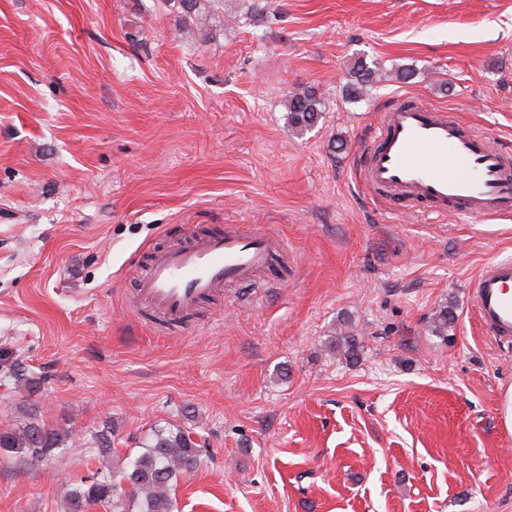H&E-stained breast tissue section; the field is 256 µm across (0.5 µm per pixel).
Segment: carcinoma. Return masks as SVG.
I'll use <instances>...</instances> for the list:
<instances>
[{
	"label": "carcinoma",
	"instance_id": "obj_1",
	"mask_svg": "<svg viewBox=\"0 0 512 512\" xmlns=\"http://www.w3.org/2000/svg\"><path fill=\"white\" fill-rule=\"evenodd\" d=\"M353 82L347 86V95L355 99L371 79L372 70L358 60L351 68ZM322 112V103L309 88L296 89L288 96V122L296 130L308 129L316 124ZM453 316L444 307L434 314L431 332L435 336H448ZM0 369L28 385L31 378L9 352H0ZM71 435L69 431L49 428L33 419L18 429L0 430V455L13 456L35 462L60 461V446ZM202 448L193 441L190 431L158 430L154 432L145 452L130 461L120 475H101L82 480L70 493V512H87L88 508L106 504L112 512H125L128 501H136L140 512H174L175 502L171 490L178 478L194 472L200 464Z\"/></svg>",
	"mask_w": 512,
	"mask_h": 512
}]
</instances>
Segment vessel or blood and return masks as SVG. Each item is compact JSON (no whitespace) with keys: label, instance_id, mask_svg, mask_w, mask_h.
Masks as SVG:
<instances>
[{"label":"vessel or blood","instance_id":"b4317fda","mask_svg":"<svg viewBox=\"0 0 512 512\" xmlns=\"http://www.w3.org/2000/svg\"><path fill=\"white\" fill-rule=\"evenodd\" d=\"M372 140L353 159L355 179L366 189L437 218L512 215V156L490 132L463 125L448 109L398 96L378 115ZM287 251V239L238 226L193 233L183 243L151 249L128 301L170 331L225 287L255 288L258 273ZM471 287L483 330L499 341L512 339V257L488 263Z\"/></svg>","mask_w":512,"mask_h":512}]
</instances>
